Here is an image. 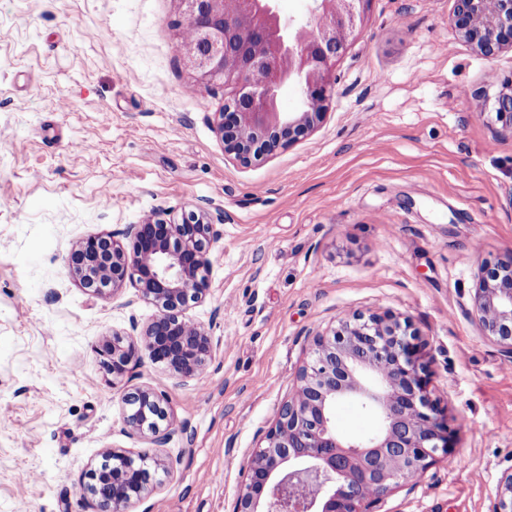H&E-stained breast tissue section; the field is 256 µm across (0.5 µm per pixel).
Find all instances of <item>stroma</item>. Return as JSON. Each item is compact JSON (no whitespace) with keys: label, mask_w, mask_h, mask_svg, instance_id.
<instances>
[{"label":"stroma","mask_w":512,"mask_h":512,"mask_svg":"<svg viewBox=\"0 0 512 512\" xmlns=\"http://www.w3.org/2000/svg\"><path fill=\"white\" fill-rule=\"evenodd\" d=\"M453 5L373 0L323 120L244 165L212 130L223 88L179 59L173 0H0V512H91L103 449L147 450L123 423L137 386L165 397L174 472L131 512H232L313 337L384 313L419 336L454 446L380 512H493L512 361L470 291L512 258V136L484 117L512 50L475 51ZM202 207L224 215L209 293L186 310L206 366L184 380L143 350L112 381L96 346L158 309L129 284L85 292L73 245Z\"/></svg>","instance_id":"stroma-1"}]
</instances>
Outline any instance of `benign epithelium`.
I'll return each instance as SVG.
<instances>
[{
    "instance_id": "7a95c632",
    "label": "benign epithelium",
    "mask_w": 512,
    "mask_h": 512,
    "mask_svg": "<svg viewBox=\"0 0 512 512\" xmlns=\"http://www.w3.org/2000/svg\"><path fill=\"white\" fill-rule=\"evenodd\" d=\"M183 65L198 85L229 90L213 130L224 152L249 164L311 132L324 115L336 81V60L369 12L372 0H314L305 21L284 20L276 0H175ZM459 35L487 58L512 49V0H454ZM301 91L296 112L280 109V85ZM495 121L512 133V77L501 81ZM224 215L202 208L180 224H130L123 239L92 236L68 257L70 274L96 296L126 284L154 304L158 314L140 342L114 334L97 354L118 380L144 347L171 373L194 378L212 352L211 336L185 315L209 292L206 271L214 226ZM472 312L485 335L512 358V260L484 264L471 295ZM416 337L391 314L359 315L314 337L298 371L293 396L253 450L232 512H378L401 483L420 477L449 453L451 432L429 397ZM351 400L374 413L376 431L350 439L336 431V402ZM129 433L161 448L165 398L149 387L122 396ZM90 471L84 496L95 512H130L163 484L147 467L167 476L173 461L162 453L132 456L106 448ZM494 512H512V471L498 480Z\"/></svg>"
}]
</instances>
